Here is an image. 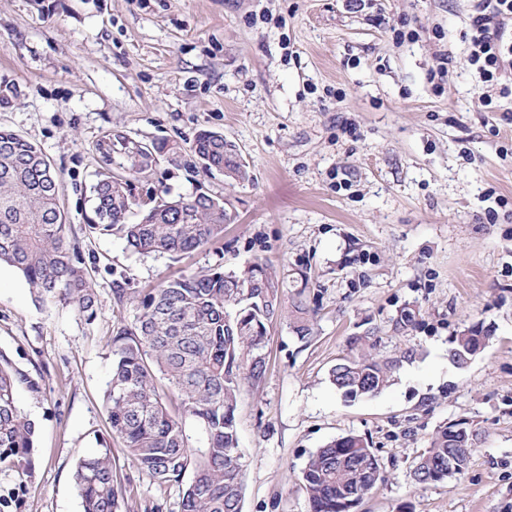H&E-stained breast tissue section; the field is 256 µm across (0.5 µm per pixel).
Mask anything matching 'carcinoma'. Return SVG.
<instances>
[{
	"instance_id": "cac0c4a2",
	"label": "carcinoma",
	"mask_w": 512,
	"mask_h": 512,
	"mask_svg": "<svg viewBox=\"0 0 512 512\" xmlns=\"http://www.w3.org/2000/svg\"><path fill=\"white\" fill-rule=\"evenodd\" d=\"M104 167L93 186L97 220L90 235H115L139 254L185 255L218 241L233 215L219 200L199 193L173 197L166 189L137 197L134 182L159 159L250 179L237 148L224 134L200 132L189 148L167 140L143 141L109 132L96 143ZM62 182L32 142L0 129V263L37 290L91 318L96 294L88 267L67 241L60 206ZM138 221H128L132 209ZM291 328L301 341L313 335L314 312L302 297L292 304ZM134 325L116 327L112 374L105 393L112 437L137 469L159 484L185 485L182 512H241L243 463L236 422L242 384L265 376L268 327L283 315L279 282L254 261L237 270L211 268L163 280L141 299ZM478 324L454 337L453 362L463 367L482 336ZM400 360H379L360 349L340 358L330 381L347 398L372 396L388 386ZM177 392L173 412L158 376ZM41 386L0 352V464L24 478L32 468L35 423L18 405V393ZM460 449L448 429L439 431L415 463V484L448 475V456ZM75 480L83 512H124L127 489L112 467L111 449L82 456ZM384 480L378 459L358 436L318 449L302 469L311 512H349Z\"/></svg>"
}]
</instances>
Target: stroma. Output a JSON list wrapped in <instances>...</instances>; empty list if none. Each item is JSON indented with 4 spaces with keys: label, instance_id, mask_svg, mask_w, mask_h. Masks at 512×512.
<instances>
[{
    "label": "stroma",
    "instance_id": "1",
    "mask_svg": "<svg viewBox=\"0 0 512 512\" xmlns=\"http://www.w3.org/2000/svg\"><path fill=\"white\" fill-rule=\"evenodd\" d=\"M476 6L0 0V128L60 174L68 237L97 297L90 318L0 265V352L41 385L19 393L36 424L34 468L25 485L0 469L8 512H82L75 464L103 447L135 512H181V486L137 470L110 436L113 331L163 278L257 259L285 300L303 293L317 317L306 342L288 318L275 323L264 378L241 389L242 512H310L301 470L347 435L368 443L385 476L352 512H512V95L483 86L467 62ZM442 54L451 64L438 84ZM113 130L185 146L211 130L238 147L249 181L163 161L135 189L219 199L236 216L220 242L139 255L85 233L94 146ZM474 324L486 345L456 367L452 340ZM357 336L403 363L381 392L347 399L328 372ZM460 420L477 435L465 472L414 484V461Z\"/></svg>",
    "mask_w": 512,
    "mask_h": 512
}]
</instances>
